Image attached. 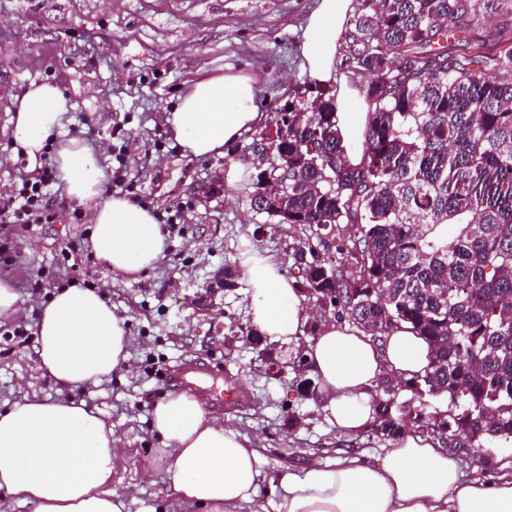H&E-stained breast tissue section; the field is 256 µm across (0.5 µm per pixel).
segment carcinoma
I'll return each instance as SVG.
<instances>
[{
    "label": "carcinoma",
    "instance_id": "1",
    "mask_svg": "<svg viewBox=\"0 0 512 512\" xmlns=\"http://www.w3.org/2000/svg\"><path fill=\"white\" fill-rule=\"evenodd\" d=\"M512 0H361L345 56L371 75L344 145L336 92L288 103L295 288L336 322L384 336L409 326L436 362L376 390L371 436L407 428L443 448L512 440V50L457 58L467 19ZM359 152L353 164L348 149ZM252 177V207L281 223Z\"/></svg>",
    "mask_w": 512,
    "mask_h": 512
}]
</instances>
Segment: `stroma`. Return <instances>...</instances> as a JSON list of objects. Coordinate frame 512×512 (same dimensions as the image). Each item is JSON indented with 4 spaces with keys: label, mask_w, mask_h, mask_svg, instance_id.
Masks as SVG:
<instances>
[{
    "label": "stroma",
    "mask_w": 512,
    "mask_h": 512,
    "mask_svg": "<svg viewBox=\"0 0 512 512\" xmlns=\"http://www.w3.org/2000/svg\"><path fill=\"white\" fill-rule=\"evenodd\" d=\"M320 0H0V196L11 194L34 165L16 151L10 118L34 83L58 86L70 102L55 146L77 139L94 148L104 171L124 150V182L105 181L102 198L123 196L172 225L166 250L153 269L135 276L108 272L89 248L88 224L73 223L62 182L48 188L58 213L52 224H1L0 241L20 257L0 262L20 296L15 316L0 319V407L24 396L57 398L54 381L38 368L33 344L43 299L77 280L98 287L124 317L132 338L128 368L72 391L99 411L127 451L112 489L137 488L128 512H161L168 474L151 426L154 404L171 393L168 379L194 363L231 377L244 394L239 407H207L209 416L250 440L261 464L280 475L316 459L332 463L356 451L376 463L391 443L379 438L351 444L349 434L324 417L319 401L297 395L294 371L280 378L263 371L252 345L236 335L250 326L252 290L239 269L253 253L281 273L292 264V240L283 226L251 208L252 168L245 156L257 129L205 158L184 155L166 123L177 97L196 81L224 74L250 76L262 125L311 89L302 47L306 21ZM512 13L475 18L458 55H494L512 47ZM225 192L211 195L214 176ZM237 285H224L225 268ZM41 284L32 295L31 284ZM512 443L489 457L458 451L466 479L505 474Z\"/></svg>",
    "instance_id": "stroma-1"
}]
</instances>
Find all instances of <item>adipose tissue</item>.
Segmentation results:
<instances>
[{"instance_id": "obj_1", "label": "adipose tissue", "mask_w": 512, "mask_h": 512, "mask_svg": "<svg viewBox=\"0 0 512 512\" xmlns=\"http://www.w3.org/2000/svg\"><path fill=\"white\" fill-rule=\"evenodd\" d=\"M355 7V0H320L310 15L303 54L312 83L335 79L336 46ZM69 108L50 84L24 94L11 122L29 160L41 156ZM257 119L251 80L223 75L193 84L166 122L184 152L201 158L238 140ZM57 164L70 199L90 209V246L107 270L130 276L154 267L166 248L155 214L125 197L100 200L105 174L83 143L62 146ZM243 268L253 290L252 323L270 340H295L308 315L293 279L261 255ZM130 344L124 318L99 288L72 283L53 293L40 314L35 352L62 395L27 396L0 408L1 493L17 497L29 512H124L112 472L125 451L100 413L67 393L124 369ZM428 355V344L405 328L393 329L378 346L336 322L323 324L305 349L322 409L344 431L373 421L371 390L383 374L413 377ZM152 426L171 453L165 512L186 505L197 512H266L264 484L277 495L278 512H512V479L465 480L452 453L418 435L397 439L377 464L351 453L275 478L263 471L248 438L208 417L195 394L172 393L157 402Z\"/></svg>"}]
</instances>
